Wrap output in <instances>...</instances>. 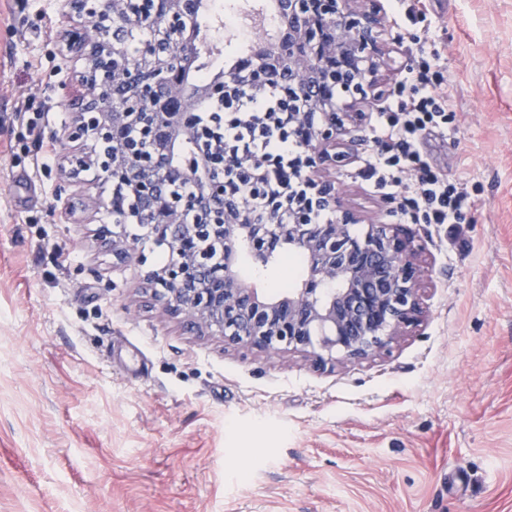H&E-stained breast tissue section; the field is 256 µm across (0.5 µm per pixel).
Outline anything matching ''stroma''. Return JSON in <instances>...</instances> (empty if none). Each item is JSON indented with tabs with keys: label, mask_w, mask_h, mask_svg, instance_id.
Here are the masks:
<instances>
[{
	"label": "stroma",
	"mask_w": 512,
	"mask_h": 512,
	"mask_svg": "<svg viewBox=\"0 0 512 512\" xmlns=\"http://www.w3.org/2000/svg\"><path fill=\"white\" fill-rule=\"evenodd\" d=\"M426 6L411 26L384 12L387 86L435 40L458 124L429 161L478 207L409 227L432 265L424 323L323 371L195 335L140 289L163 248L118 263L66 219L81 189L61 159L36 166L17 106L48 102L60 137L83 64L63 0H0V512H512V0ZM41 10L52 38L27 30ZM369 152L360 131L338 203L400 223L356 176Z\"/></svg>",
	"instance_id": "35a3bbf8"
}]
</instances>
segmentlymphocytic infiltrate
<instances>
[{"instance_id":"lymphocytic-infiltrate-1","label":"lymphocytic infiltrate","mask_w":512,"mask_h":512,"mask_svg":"<svg viewBox=\"0 0 512 512\" xmlns=\"http://www.w3.org/2000/svg\"><path fill=\"white\" fill-rule=\"evenodd\" d=\"M447 87L439 49L418 39L412 60L400 71L395 93L377 107L370 121L374 149L359 175L379 193L398 196L410 224H463L477 206L466 184L436 170L424 152L426 134L457 124ZM310 109L309 100L289 99L278 80L268 81L256 93L199 104V123L222 117L225 147L265 167L263 184L256 190L240 180L237 168L227 167L224 175L228 189L242 194L256 213L284 211L306 198L301 173L307 133L290 122L289 114Z\"/></svg>"}]
</instances>
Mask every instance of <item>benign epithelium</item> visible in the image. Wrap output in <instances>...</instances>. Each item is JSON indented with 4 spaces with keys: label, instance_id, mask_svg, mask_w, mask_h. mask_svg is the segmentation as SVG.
<instances>
[{
    "label": "benign epithelium",
    "instance_id": "obj_1",
    "mask_svg": "<svg viewBox=\"0 0 512 512\" xmlns=\"http://www.w3.org/2000/svg\"><path fill=\"white\" fill-rule=\"evenodd\" d=\"M288 43L275 53L258 54L247 80L238 70L202 88L185 83L181 65L191 63L193 47L182 43L159 54L146 48L131 66L116 61L107 29L121 19L129 0H65L71 34L66 50L80 56L86 70L72 92L76 115L63 137L79 147L67 156L64 175L84 182V173L99 168L113 180V193L135 202L134 222L167 247L174 259L144 273L142 290L166 315L187 323L197 335H219L224 346L280 356L297 353L317 368L344 360L381 356L391 343L426 317L424 280L429 266L421 246L403 224L361 223L353 210L337 205L335 183L323 171L347 160L363 113L357 101L378 100L383 88L380 68L386 56L378 41L380 0H278ZM203 0H163L149 23L168 26L199 17ZM279 67L288 72L293 90L346 89L352 101L327 104L324 121L315 113L295 119L312 125L306 148L307 185L312 206L249 220L239 200L224 195L227 166L221 124L200 125L199 102L255 89ZM130 116L140 118L151 145L125 140ZM108 148L99 153L95 143ZM195 142L191 161L176 162L182 146ZM205 176L201 195L180 197L171 190L180 182ZM112 208V201L86 193L71 209ZM336 214L332 238L306 222L305 211ZM192 211L196 222L183 216ZM100 247L112 258L132 257L126 225L97 228ZM298 252L305 265L296 287L271 296L241 275L248 258L266 268L285 249Z\"/></svg>",
    "mask_w": 512,
    "mask_h": 512
}]
</instances>
